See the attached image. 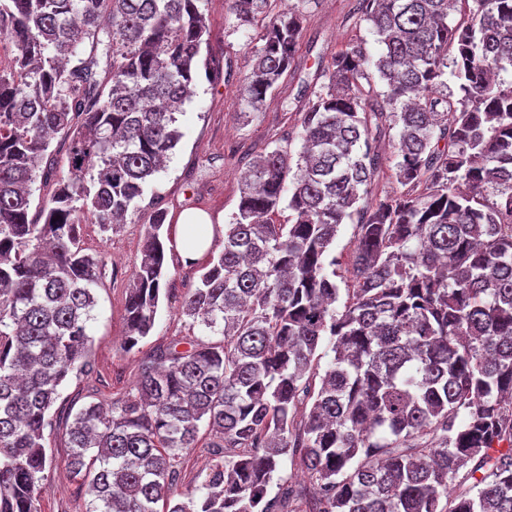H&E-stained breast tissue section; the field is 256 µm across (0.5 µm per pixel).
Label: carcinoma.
Returning a JSON list of instances; mask_svg holds the SVG:
<instances>
[{
    "instance_id": "1",
    "label": "carcinoma",
    "mask_w": 512,
    "mask_h": 512,
    "mask_svg": "<svg viewBox=\"0 0 512 512\" xmlns=\"http://www.w3.org/2000/svg\"><path fill=\"white\" fill-rule=\"evenodd\" d=\"M201 2L0 0L14 49L0 64V512H40L44 431L60 422L85 512H512V0H354L382 52L351 43L316 73L295 108L297 160L281 146L250 159L223 248L182 306L211 339L172 337L108 406L52 411L70 373L92 372L102 261L80 217L120 228L182 138L199 69L222 78L202 59ZM268 2L233 0L238 25ZM312 3L262 35L251 110L293 66ZM57 136L88 180L54 178ZM384 138L403 190L374 199ZM151 206L125 296L131 348L167 275V210ZM348 222L354 288L338 310L332 245ZM203 424L217 461L176 501ZM288 455L311 488L284 487Z\"/></svg>"
}]
</instances>
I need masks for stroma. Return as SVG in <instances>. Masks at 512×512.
<instances>
[{
	"mask_svg": "<svg viewBox=\"0 0 512 512\" xmlns=\"http://www.w3.org/2000/svg\"><path fill=\"white\" fill-rule=\"evenodd\" d=\"M292 0H270L266 14L248 27L237 24L232 0H203L202 11L209 27L208 55L218 61L223 77L210 83L198 77L195 94L179 117L182 138L163 171L148 184L146 195L162 197L168 220L186 209L230 220L240 200V177L245 165L240 154L274 149L275 140L287 138L291 154L301 150L302 128L297 119H285L284 110L294 109L297 97H309L316 88L314 75L319 56L345 49L354 39L367 41L370 52L380 49L368 22H355L349 15V0H321L304 24L297 54L298 66L291 69L281 86L267 99L261 111H248L240 91L250 71V59L261 47L263 27L286 10ZM150 219L146 209L128 212L118 232H101L98 225L80 228L89 252L103 262V283L96 290L97 305L90 334L93 342L89 360L91 375L68 378L59 400L62 406L82 407L88 402L111 403L133 389L141 363L163 348L173 336H202L201 327L183 315L182 304L189 288L195 287L197 266H184L175 247L166 250L168 274L161 285V302L150 335L135 348L125 342V291L140 262L144 233ZM209 431L199 433L196 448L183 458L184 476L177 485L184 493L199 485L215 456ZM45 448L54 460L39 504L41 512H85L89 496L67 466L65 432L52 427L45 431Z\"/></svg>",
	"mask_w": 512,
	"mask_h": 512,
	"instance_id": "stroma-1",
	"label": "stroma"
}]
</instances>
